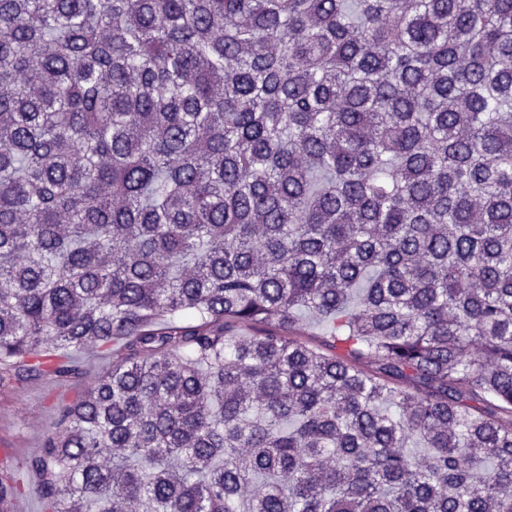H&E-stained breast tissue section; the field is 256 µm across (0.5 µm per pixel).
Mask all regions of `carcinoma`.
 <instances>
[{
    "label": "carcinoma",
    "mask_w": 512,
    "mask_h": 512,
    "mask_svg": "<svg viewBox=\"0 0 512 512\" xmlns=\"http://www.w3.org/2000/svg\"><path fill=\"white\" fill-rule=\"evenodd\" d=\"M0 143L44 512H512V0H0ZM112 349L81 352L76 362L82 375L77 382L64 383L50 375L28 381L19 387L0 388V458L8 462L11 448L14 465L39 452L44 435L55 426L62 405L92 387L112 369ZM1 443L9 448H1Z\"/></svg>",
    "instance_id": "carcinoma-1"
}]
</instances>
